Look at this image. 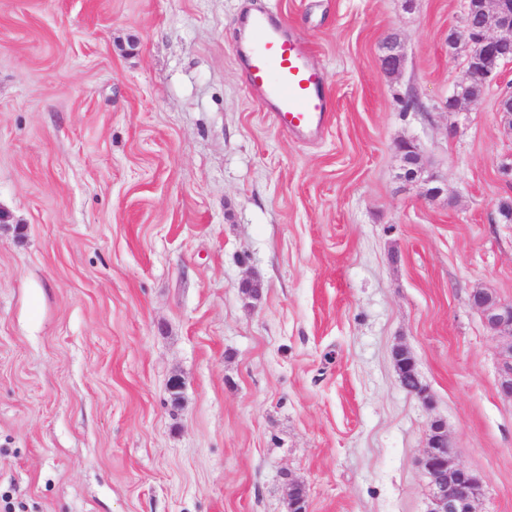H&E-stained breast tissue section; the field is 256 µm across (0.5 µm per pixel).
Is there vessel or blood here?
Listing matches in <instances>:
<instances>
[{
  "label": "vessel or blood",
  "instance_id": "1",
  "mask_svg": "<svg viewBox=\"0 0 512 512\" xmlns=\"http://www.w3.org/2000/svg\"><path fill=\"white\" fill-rule=\"evenodd\" d=\"M234 53L244 62L250 95L273 112L282 131L311 137L324 130L335 102L303 41L257 14L245 23Z\"/></svg>",
  "mask_w": 512,
  "mask_h": 512
}]
</instances>
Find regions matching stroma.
Here are the masks:
<instances>
[{
	"mask_svg": "<svg viewBox=\"0 0 512 512\" xmlns=\"http://www.w3.org/2000/svg\"><path fill=\"white\" fill-rule=\"evenodd\" d=\"M463 3L0 0V512H288L295 483L309 512H429L435 420L480 512H512V401L468 303L512 301V63L448 112ZM259 12L326 73L318 139L247 91ZM402 140L446 196L400 179ZM404 53L400 41L393 42L385 39L382 46L381 62L383 69L392 75L399 74L404 66Z\"/></svg>",
	"mask_w": 512,
	"mask_h": 512,
	"instance_id": "obj_1",
	"label": "stroma"
}]
</instances>
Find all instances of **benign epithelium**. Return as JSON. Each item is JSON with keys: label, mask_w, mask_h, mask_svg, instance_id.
<instances>
[{"label": "benign epithelium", "mask_w": 512, "mask_h": 512, "mask_svg": "<svg viewBox=\"0 0 512 512\" xmlns=\"http://www.w3.org/2000/svg\"><path fill=\"white\" fill-rule=\"evenodd\" d=\"M462 47L468 50L465 82L487 86L495 81L500 66L512 62V54L499 55L507 49L512 51V9L506 6V0H482L478 26L467 22L462 29L454 31L448 40V54L455 56ZM381 62L389 74L397 75L402 71L404 53L400 41H384ZM398 151L401 179L424 183L422 196L427 200L443 194L439 180L422 178L421 150L416 143L402 141ZM469 304L480 314L488 334L500 342L505 366L497 388L501 396L512 399V302L476 290L470 295ZM421 464L430 477V512H478L476 505L483 495L482 480L460 462L439 421L430 424L427 450Z\"/></svg>", "instance_id": "obj_1"}]
</instances>
